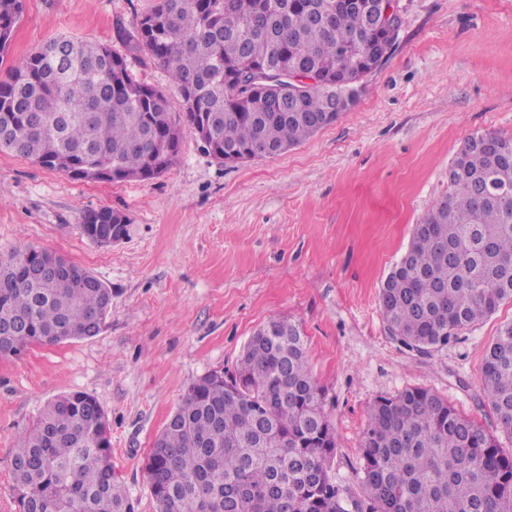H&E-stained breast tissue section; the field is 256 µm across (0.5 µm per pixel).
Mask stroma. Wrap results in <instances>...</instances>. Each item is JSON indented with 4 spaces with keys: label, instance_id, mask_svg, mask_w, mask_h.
I'll return each mask as SVG.
<instances>
[{
    "label": "stroma",
    "instance_id": "1",
    "mask_svg": "<svg viewBox=\"0 0 512 512\" xmlns=\"http://www.w3.org/2000/svg\"><path fill=\"white\" fill-rule=\"evenodd\" d=\"M154 4L23 0L4 60L63 37L102 42L181 111L166 69L128 52L116 32ZM394 6L398 40L362 79L354 106L277 157L222 165L187 128L162 175L99 183L0 151V253L56 252L112 290L97 336L0 356V512H18V436L49 400L72 391L107 413L115 472L136 512H155L144 473L154 438L189 385L234 372L248 338L273 317L307 339L335 433L331 474L353 496L370 405L409 388L439 394L512 452L479 389L485 350L512 322V302L428 353L393 337L378 306L414 225L447 195L464 141L485 131L512 136V0ZM104 207L127 220L124 238L108 247L80 229L85 212Z\"/></svg>",
    "mask_w": 512,
    "mask_h": 512
}]
</instances>
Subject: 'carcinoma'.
Wrapping results in <instances>:
<instances>
[{"label":"carcinoma","instance_id":"cac0c4a2","mask_svg":"<svg viewBox=\"0 0 512 512\" xmlns=\"http://www.w3.org/2000/svg\"><path fill=\"white\" fill-rule=\"evenodd\" d=\"M22 0H0V53ZM401 26L379 23L374 0H156L119 37L170 75L195 135L219 163L230 153L274 158L336 122L357 99ZM11 64L0 79V149L82 178L110 167L115 182L165 172L181 147L168 97L104 44L64 38ZM253 67L311 80L290 97L244 85ZM436 201L387 274L378 304L411 349L444 347L512 302V137L467 138ZM46 251L0 254V355L89 335L112 292L75 263L27 277ZM194 381L155 438L144 471L157 512H512V454L425 388L368 410L361 483L349 499L331 468L336 441L303 332L272 318L224 380ZM480 389L512 434V323L487 347ZM12 474L19 512H135L112 468L110 426L95 398L48 403L18 438Z\"/></svg>","mask_w":512,"mask_h":512}]
</instances>
